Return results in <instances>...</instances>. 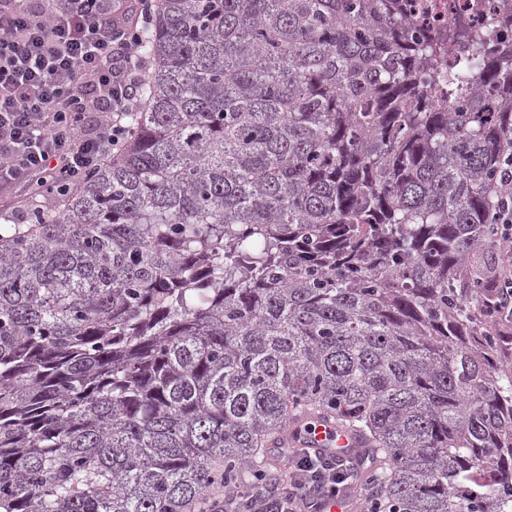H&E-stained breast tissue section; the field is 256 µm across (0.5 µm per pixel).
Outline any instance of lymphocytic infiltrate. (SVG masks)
I'll return each instance as SVG.
<instances>
[{
	"instance_id": "f902f5d3",
	"label": "lymphocytic infiltrate",
	"mask_w": 512,
	"mask_h": 512,
	"mask_svg": "<svg viewBox=\"0 0 512 512\" xmlns=\"http://www.w3.org/2000/svg\"><path fill=\"white\" fill-rule=\"evenodd\" d=\"M145 0H0V194L74 183L113 155L142 105ZM488 311L512 333V193L494 204ZM287 483L249 495L248 512H325L357 466L283 448Z\"/></svg>"
}]
</instances>
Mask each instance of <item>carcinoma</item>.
<instances>
[{
  "label": "carcinoma",
  "instance_id": "cac0c4a2",
  "mask_svg": "<svg viewBox=\"0 0 512 512\" xmlns=\"http://www.w3.org/2000/svg\"><path fill=\"white\" fill-rule=\"evenodd\" d=\"M386 0H156L133 131L0 226V512H195L329 418L362 512H512L486 315L512 50Z\"/></svg>",
  "mask_w": 512,
  "mask_h": 512
}]
</instances>
